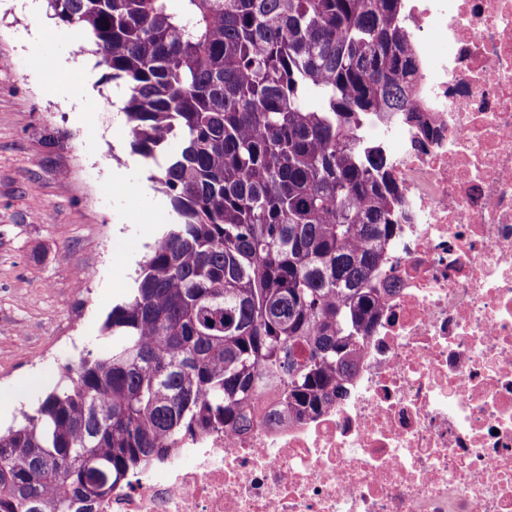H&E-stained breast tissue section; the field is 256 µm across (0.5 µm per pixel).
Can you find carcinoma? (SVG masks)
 I'll use <instances>...</instances> for the list:
<instances>
[{
	"label": "carcinoma",
	"instance_id": "obj_1",
	"mask_svg": "<svg viewBox=\"0 0 512 512\" xmlns=\"http://www.w3.org/2000/svg\"><path fill=\"white\" fill-rule=\"evenodd\" d=\"M47 0L87 33L171 221L85 358L0 432V512H85L277 393L301 419L346 396L389 288L400 197L370 112L411 101L404 0ZM178 144L172 154L167 148Z\"/></svg>",
	"mask_w": 512,
	"mask_h": 512
}]
</instances>
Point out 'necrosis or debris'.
I'll return each instance as SVG.
<instances>
[{
	"label": "necrosis or debris",
	"instance_id": "4bbe7bcc",
	"mask_svg": "<svg viewBox=\"0 0 512 512\" xmlns=\"http://www.w3.org/2000/svg\"><path fill=\"white\" fill-rule=\"evenodd\" d=\"M420 121L373 118L405 222L347 395L214 432L91 512H512V0H405Z\"/></svg>",
	"mask_w": 512,
	"mask_h": 512
}]
</instances>
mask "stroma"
<instances>
[{
    "label": "stroma",
    "instance_id": "obj_1",
    "mask_svg": "<svg viewBox=\"0 0 512 512\" xmlns=\"http://www.w3.org/2000/svg\"><path fill=\"white\" fill-rule=\"evenodd\" d=\"M56 58L75 61L68 71ZM46 0H0V391L35 376L0 427L20 423L66 367L103 355L100 328L134 286L169 203L125 127L124 85ZM94 92L81 116L57 88Z\"/></svg>",
    "mask_w": 512,
    "mask_h": 512
}]
</instances>
